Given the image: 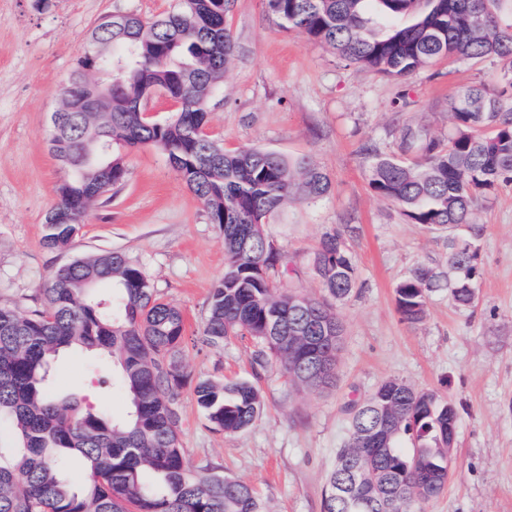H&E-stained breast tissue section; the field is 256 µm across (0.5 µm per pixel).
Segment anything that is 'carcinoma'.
<instances>
[{
	"instance_id": "carcinoma-1",
	"label": "carcinoma",
	"mask_w": 512,
	"mask_h": 512,
	"mask_svg": "<svg viewBox=\"0 0 512 512\" xmlns=\"http://www.w3.org/2000/svg\"><path fill=\"white\" fill-rule=\"evenodd\" d=\"M233 0H176L153 20L133 13L101 18L85 48L106 65L130 64L93 111L78 108L96 94L92 61L79 56L72 93L51 114L49 149L65 169L58 203L45 216L43 245L72 246L90 211L126 176L124 152L151 147L203 203L224 242V276L211 289L202 343L217 346L250 338L255 369L274 360L308 388L321 364L333 366L342 324L333 303L355 287V266L344 234L325 233L312 268L327 293L298 309L272 278L287 266L262 226L296 193L315 202L329 178L311 161L261 147L230 150L205 131L209 94L224 81L234 56L226 17ZM285 30H299L330 47L347 66L405 79L443 59L501 64L512 86V0H265ZM166 92L177 108L163 122L136 105ZM486 84L451 98L452 125L442 139L405 123L394 150L364 142L369 187L395 204L409 224L438 231L476 224L481 203L512 184V98ZM476 251L468 238L448 239L446 269L419 267L396 288L397 310L421 322L429 295L446 289L466 307L475 297ZM43 308L25 312L0 305V512H267L250 485L209 462L190 465L178 436L182 390L192 384L207 420L226 433L244 430L258 416L262 396L249 380H191L182 362L184 316L164 302L141 267L118 251L77 258L54 271ZM108 355L120 367L118 384L130 409L114 418L55 395L51 359L64 348ZM455 403L397 379L382 382L351 406V430L337 450L322 512H416L448 481V419ZM86 469L81 489L70 465Z\"/></svg>"
}]
</instances>
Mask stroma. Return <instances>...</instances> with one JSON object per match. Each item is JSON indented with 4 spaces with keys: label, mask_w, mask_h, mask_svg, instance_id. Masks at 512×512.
Here are the masks:
<instances>
[{
    "label": "stroma",
    "mask_w": 512,
    "mask_h": 512,
    "mask_svg": "<svg viewBox=\"0 0 512 512\" xmlns=\"http://www.w3.org/2000/svg\"><path fill=\"white\" fill-rule=\"evenodd\" d=\"M173 3L0 0V303L42 307L56 268L86 254L122 252L182 311L192 378H251L262 395L256 421L225 434L184 388L179 441L190 464H220L224 474L255 487L269 512H321L336 450L350 433L349 402L396 378L459 408L450 478L425 512H512V185L477 211L473 304L458 307L443 289L430 296L423 321L409 324L397 311V283L417 267H444L449 236H468L469 228L434 233L406 223L394 204L372 194L359 153L370 139L392 149L405 123L447 136L451 97L475 83L498 84L495 61L446 60L398 81L345 65L327 46L279 28L265 0L233 2L235 58L210 101L207 133L228 149L308 157L331 181L324 200L290 202L264 227L294 269L286 285L324 298L313 252L325 232L357 227L346 238L356 288L336 305L344 341L334 388H295L275 362L254 371L248 339L218 348L195 344L210 290L224 273V247L203 204L159 150L127 152L123 185L91 211L70 251L44 247V218L65 176L47 144L50 115L91 29L105 15L155 18ZM117 375L111 358L67 350L54 362L51 387L119 416L128 401L112 385Z\"/></svg>",
    "instance_id": "35a3bbf8"
}]
</instances>
